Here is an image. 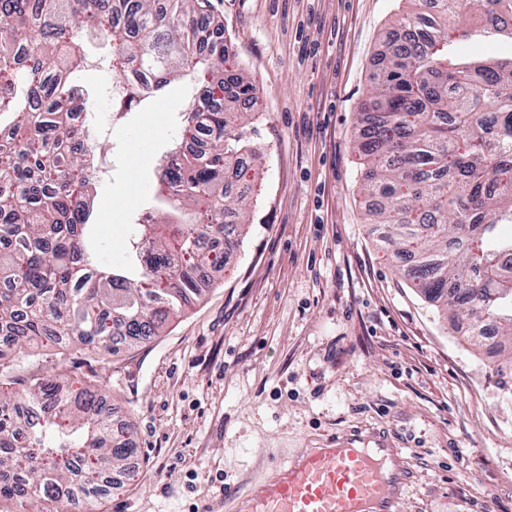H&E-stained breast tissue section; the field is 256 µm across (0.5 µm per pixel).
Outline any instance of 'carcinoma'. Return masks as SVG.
Masks as SVG:
<instances>
[{
    "label": "carcinoma",
    "instance_id": "obj_1",
    "mask_svg": "<svg viewBox=\"0 0 512 512\" xmlns=\"http://www.w3.org/2000/svg\"><path fill=\"white\" fill-rule=\"evenodd\" d=\"M0 0V332L19 350L79 342L106 354L149 342L199 296L206 270L238 245L226 227L247 202L225 172L243 150L254 86L210 36L208 0ZM400 16L359 112L369 223L388 227L403 274L437 307L465 309L467 335L497 348L512 370V54L469 57L456 17L512 42V0H417ZM109 48L112 116L159 98L176 78L209 106L181 112L161 172L163 219L131 225L119 266L91 248L100 143L63 120L62 98L91 45ZM66 375L0 395V497L24 512H98L104 484L138 457L112 433V411Z\"/></svg>",
    "mask_w": 512,
    "mask_h": 512
}]
</instances>
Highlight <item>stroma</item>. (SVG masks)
Returning a JSON list of instances; mask_svg holds the SVG:
<instances>
[{
    "mask_svg": "<svg viewBox=\"0 0 512 512\" xmlns=\"http://www.w3.org/2000/svg\"><path fill=\"white\" fill-rule=\"evenodd\" d=\"M209 5L259 104L246 132L258 159L237 184L250 204L240 246L151 342L114 356L13 353L9 392L63 373L132 430L135 471L101 512H232L231 492L353 427L402 449L414 479L401 512H512L500 357L410 288L367 222L358 116L385 34L413 0ZM192 89L170 84L151 108L107 122L92 218L101 262H122Z\"/></svg>",
    "mask_w": 512,
    "mask_h": 512,
    "instance_id": "obj_1",
    "label": "stroma"
}]
</instances>
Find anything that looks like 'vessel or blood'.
<instances>
[{
  "instance_id": "1",
  "label": "vessel or blood",
  "mask_w": 512,
  "mask_h": 512,
  "mask_svg": "<svg viewBox=\"0 0 512 512\" xmlns=\"http://www.w3.org/2000/svg\"><path fill=\"white\" fill-rule=\"evenodd\" d=\"M401 454L357 434L303 449L238 498L236 512H399L412 481Z\"/></svg>"
}]
</instances>
